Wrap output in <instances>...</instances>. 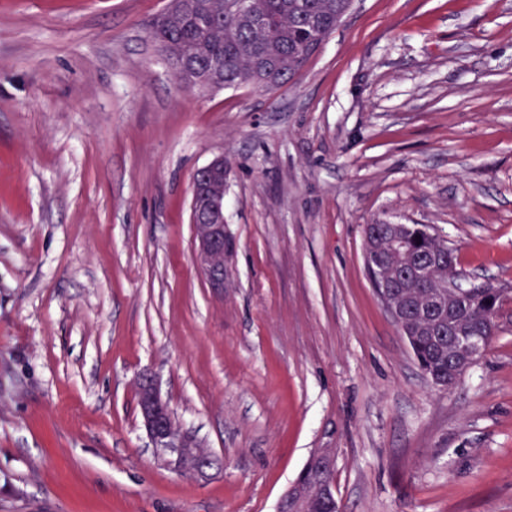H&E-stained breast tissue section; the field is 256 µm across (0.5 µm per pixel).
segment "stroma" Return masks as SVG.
<instances>
[{
    "mask_svg": "<svg viewBox=\"0 0 512 512\" xmlns=\"http://www.w3.org/2000/svg\"><path fill=\"white\" fill-rule=\"evenodd\" d=\"M166 5L0 0V512H274L317 448L340 512H512V302L437 389L364 263L365 225L425 224L512 289V0H354L273 91L182 87ZM145 371L208 478L153 448ZM202 207L206 215L193 220L198 241L197 262L210 288L223 292L227 262L235 249V241L224 224V188L212 190Z\"/></svg>",
    "mask_w": 512,
    "mask_h": 512,
    "instance_id": "1",
    "label": "stroma"
}]
</instances>
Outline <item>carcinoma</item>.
I'll use <instances>...</instances> for the list:
<instances>
[{"label":"carcinoma","mask_w":512,"mask_h":512,"mask_svg":"<svg viewBox=\"0 0 512 512\" xmlns=\"http://www.w3.org/2000/svg\"><path fill=\"white\" fill-rule=\"evenodd\" d=\"M228 0H190L177 5L168 16L152 26V37L161 44L170 68L178 70L183 61L204 72L214 59L224 61V88L254 85L278 89L293 80L322 43L342 23L350 0H241L245 12L229 14ZM259 56L268 58L275 69L271 79L255 69ZM409 246L420 256L443 253L442 263L433 268L434 288L448 295V307H461L463 315L476 327L483 348H488L498 332V318L509 300V291L491 282L468 286L467 301L458 305L454 292L445 288L448 275L463 277L457 268L455 249L446 241L418 228L409 231ZM365 264H385L394 272L395 261L386 241V225L364 227ZM411 350L422 373L448 375V349H440L426 336L418 337Z\"/></svg>","instance_id":"obj_1"}]
</instances>
